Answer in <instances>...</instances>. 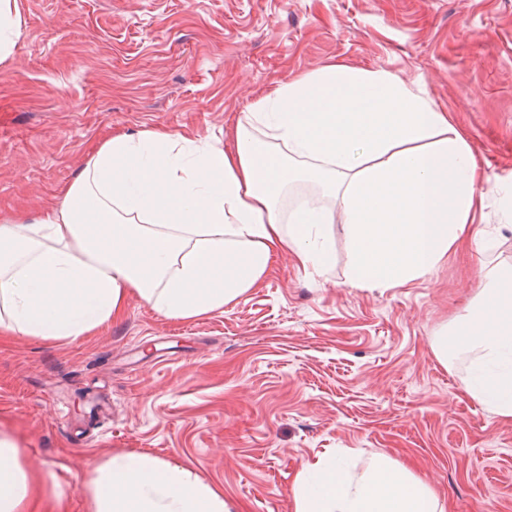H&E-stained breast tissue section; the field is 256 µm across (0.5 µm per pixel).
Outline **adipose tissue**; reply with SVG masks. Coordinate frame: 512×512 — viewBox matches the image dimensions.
Wrapping results in <instances>:
<instances>
[{
  "label": "adipose tissue",
  "mask_w": 512,
  "mask_h": 512,
  "mask_svg": "<svg viewBox=\"0 0 512 512\" xmlns=\"http://www.w3.org/2000/svg\"><path fill=\"white\" fill-rule=\"evenodd\" d=\"M465 137L422 87L330 64L269 87L230 143L162 130L113 131L38 217L0 223V335L74 339L121 317L129 297L186 320L223 310L256 287L272 258L333 262L341 225L353 283L395 288L430 273L464 244L486 206V182ZM311 183L327 202L281 216L288 189ZM449 345L478 350L469 394L512 418V270L487 275L479 306ZM89 512H231L221 493L179 463L112 456L83 479ZM46 473L25 468L0 434V512L48 500ZM296 512H444L426 485L377 458L353 478L319 458Z\"/></svg>",
  "instance_id": "ef3b65f1"
}]
</instances>
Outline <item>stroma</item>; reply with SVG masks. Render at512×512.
Here are the masks:
<instances>
[{
    "mask_svg": "<svg viewBox=\"0 0 512 512\" xmlns=\"http://www.w3.org/2000/svg\"><path fill=\"white\" fill-rule=\"evenodd\" d=\"M0 63V220L39 214L112 130L228 140L266 88L336 62L423 84L486 170L500 225L422 279L356 287L339 225L333 267L275 255L224 310L159 316L139 299L75 340H0V431L49 468L66 512L86 469L120 453L173 460L233 512H296L299 475L333 454L354 476L383 456L446 512H512V420L466 391L475 361L433 343L512 263L492 186L512 179V0H17Z\"/></svg>",
    "mask_w": 512,
    "mask_h": 512,
    "instance_id": "35a3bbf8",
    "label": "stroma"
}]
</instances>
